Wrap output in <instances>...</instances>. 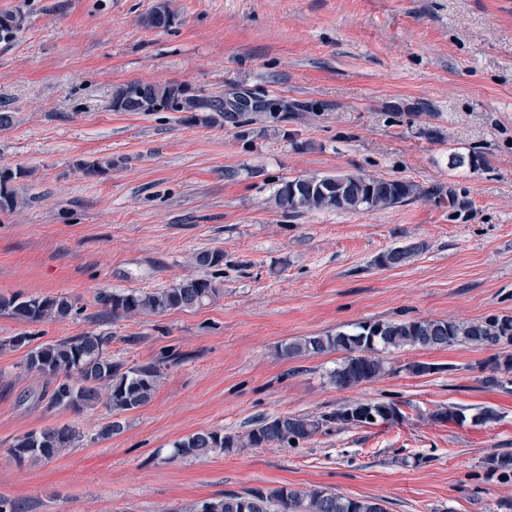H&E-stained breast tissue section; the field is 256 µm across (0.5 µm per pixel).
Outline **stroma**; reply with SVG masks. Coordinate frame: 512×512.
<instances>
[{
  "label": "stroma",
  "instance_id": "35a3bbf8",
  "mask_svg": "<svg viewBox=\"0 0 512 512\" xmlns=\"http://www.w3.org/2000/svg\"><path fill=\"white\" fill-rule=\"evenodd\" d=\"M156 0H0L25 14L0 44V167L23 207L0 213V296L67 294L96 313L100 292L165 288L202 276L189 257L224 253V293L149 318L21 324L0 340L87 331L113 359L180 354L152 401L122 415L51 409L25 349L0 352V497L24 512H168L224 491L284 486L378 498L387 512H507L512 481L486 458L512 452V373L488 392L499 348L405 347L386 371L342 389L339 352L290 358L288 342L360 322L512 315V0H171L175 20L140 18ZM140 80L198 95L249 91L301 104L221 126L180 112H116L112 91ZM479 154L477 168L450 158ZM108 156L106 176L80 160ZM396 178L419 197L369 213H284L273 194L302 175ZM422 244L400 266L387 250ZM414 363L430 373L410 372ZM354 401L395 402L398 421L328 429L296 447L171 462L201 430L242 434L261 417L317 416ZM462 408L463 424L438 423ZM496 410L478 420L481 408ZM70 426L77 448L37 466L9 449L31 431Z\"/></svg>",
  "mask_w": 512,
  "mask_h": 512
}]
</instances>
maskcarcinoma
Here are the masks:
<instances>
[{"label":"carcinoma","mask_w":512,"mask_h":512,"mask_svg":"<svg viewBox=\"0 0 512 512\" xmlns=\"http://www.w3.org/2000/svg\"><path fill=\"white\" fill-rule=\"evenodd\" d=\"M175 15L168 0H157L141 22L152 29L172 26ZM20 12L0 13V43L12 42L24 26ZM115 112H189V119L204 125L224 124V97L187 94L171 84L129 81L119 86L112 96ZM76 171L91 178L112 170V159L80 160ZM30 171L18 167L0 168V212H11L20 205L12 183L28 177ZM417 196L416 185L397 179L346 174L338 182L325 176H299L285 181L275 191L278 209L288 213L305 210L336 209L340 211H374L395 207ZM415 252L413 247H395L384 253L390 266H399ZM192 264L204 269V277H186L173 285L150 291L128 289L103 292L97 299L101 313L96 318H144L173 311H191L216 300L223 289L224 251L204 249L193 253ZM84 311L80 302L65 294L53 296L0 297V314L22 324L61 322L79 318ZM35 337L19 333L0 341V350L26 347L22 367L51 380L54 387L43 394L50 408L80 411L103 401L113 416L133 412L154 397L171 357L126 366L112 360L108 347L112 337L88 331L60 341L34 343ZM454 344L497 347L512 346V315H494L479 321L400 320L362 322L348 331H337L295 340L282 349L287 357L345 353L342 362L331 373V381L340 388H352L379 377L385 370L383 352L411 347H448ZM512 371V352L495 358L493 374L482 378V387L493 391L503 386L495 373ZM362 402L341 407L319 416L279 414L266 416L244 435L224 431L202 430L172 444L167 459H201L211 455L242 451L278 444L307 441L328 430L331 425L360 428L356 413ZM438 422L464 423L466 416L458 408L448 407L432 414ZM82 435L65 426L29 432L16 438L10 447L11 457L18 463L39 465L51 461L76 447ZM487 473L507 476L512 473V453H499L485 461ZM176 512H387L379 500L351 499L324 489L301 490L282 487L273 491L250 489L243 493H221Z\"/></svg>","instance_id":"cac0c4a2"}]
</instances>
